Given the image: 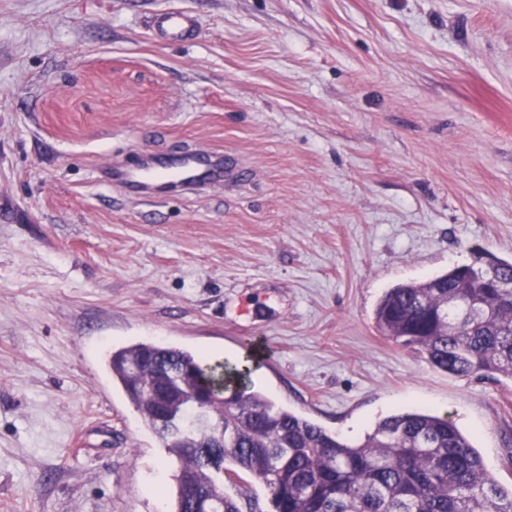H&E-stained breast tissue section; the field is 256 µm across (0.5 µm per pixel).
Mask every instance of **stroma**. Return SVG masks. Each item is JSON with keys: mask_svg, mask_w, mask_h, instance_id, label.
Wrapping results in <instances>:
<instances>
[{"mask_svg": "<svg viewBox=\"0 0 512 512\" xmlns=\"http://www.w3.org/2000/svg\"><path fill=\"white\" fill-rule=\"evenodd\" d=\"M197 38L152 39L158 12ZM231 155L141 199L112 163ZM512 261V0H0V512H170L176 464L107 359L258 360L357 441L449 415L512 483V379L381 336L383 293ZM203 161L201 156L195 152H189L184 155L182 166L188 173L179 179L181 191H203L213 184H224V177L232 175V173H228L217 165H211Z\"/></svg>", "mask_w": 512, "mask_h": 512, "instance_id": "obj_1", "label": "stroma"}]
</instances>
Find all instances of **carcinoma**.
Wrapping results in <instances>:
<instances>
[{
    "mask_svg": "<svg viewBox=\"0 0 512 512\" xmlns=\"http://www.w3.org/2000/svg\"><path fill=\"white\" fill-rule=\"evenodd\" d=\"M490 259V272L461 265L389 289L377 330L450 375L512 379V263ZM468 300L481 318L451 306ZM109 365L179 463L171 512H243L248 492L219 490L220 467L230 482L241 472L260 482L265 512H512V484L446 415L397 412L349 443L255 390L247 367L150 342L112 351ZM204 388L224 390V404L201 410Z\"/></svg>",
    "mask_w": 512,
    "mask_h": 512,
    "instance_id": "1",
    "label": "carcinoma"
}]
</instances>
